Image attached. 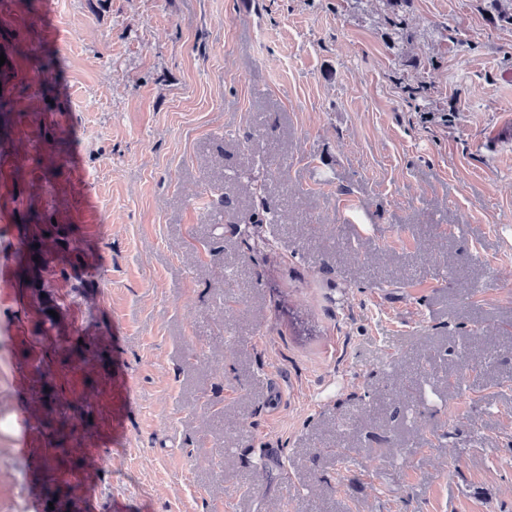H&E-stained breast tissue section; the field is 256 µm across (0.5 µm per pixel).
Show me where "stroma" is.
Segmentation results:
<instances>
[{"label": "stroma", "mask_w": 512, "mask_h": 512, "mask_svg": "<svg viewBox=\"0 0 512 512\" xmlns=\"http://www.w3.org/2000/svg\"><path fill=\"white\" fill-rule=\"evenodd\" d=\"M0 54V268L30 215L75 229L55 352L0 280V419L64 449L58 484L92 477L97 512H512L490 0H6ZM17 439L0 512H28Z\"/></svg>", "instance_id": "1"}]
</instances>
